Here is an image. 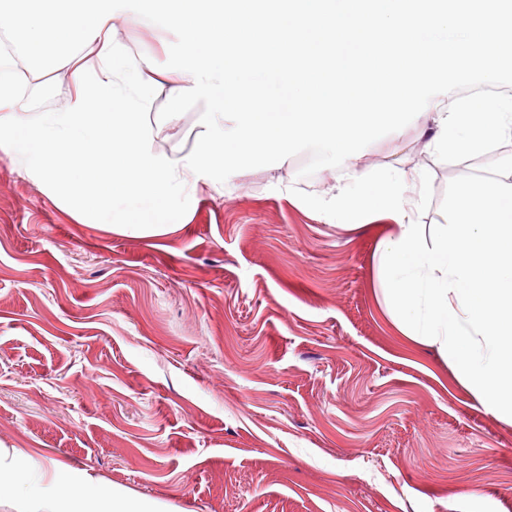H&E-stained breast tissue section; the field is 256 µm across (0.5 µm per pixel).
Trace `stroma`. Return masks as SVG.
Listing matches in <instances>:
<instances>
[{
  "label": "stroma",
  "instance_id": "stroma-1",
  "mask_svg": "<svg viewBox=\"0 0 512 512\" xmlns=\"http://www.w3.org/2000/svg\"><path fill=\"white\" fill-rule=\"evenodd\" d=\"M163 72L177 31L116 23ZM28 113L67 111L68 68L17 86ZM209 106L186 104L155 147L189 152ZM381 127L370 173L418 169L426 239L460 183L512 185V138L474 158ZM246 160L169 232L115 231L0 152V463L49 482L59 464L164 512H512V425L457 382L381 303L388 221L324 202L342 169Z\"/></svg>",
  "mask_w": 512,
  "mask_h": 512
}]
</instances>
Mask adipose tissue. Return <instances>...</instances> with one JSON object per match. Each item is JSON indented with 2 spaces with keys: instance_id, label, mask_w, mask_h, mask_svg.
Segmentation results:
<instances>
[{
  "instance_id": "ef3b65f1",
  "label": "adipose tissue",
  "mask_w": 512,
  "mask_h": 512,
  "mask_svg": "<svg viewBox=\"0 0 512 512\" xmlns=\"http://www.w3.org/2000/svg\"><path fill=\"white\" fill-rule=\"evenodd\" d=\"M126 2L0 0L33 72L69 64L74 77L69 111L30 116L0 55V150L77 219L161 232L199 191L223 194L228 168L282 166L317 148L348 172L328 211L393 223L378 245V277L394 323L512 422V193L496 180L461 186L454 221L431 244L412 221L422 171L396 169L353 193L366 179L361 148L394 108L421 120L426 149L440 155H476L512 137V96L448 97L512 70V0ZM118 20L180 32L185 63L163 87L169 115L191 99L213 106L191 152L155 149L163 129L141 120L161 88L155 63L113 38ZM54 480L73 493L50 495L22 464L0 467V493L26 497L30 512H160L65 465Z\"/></svg>"
}]
</instances>
